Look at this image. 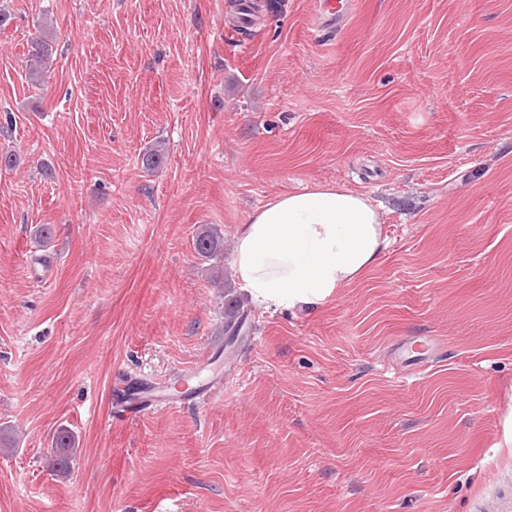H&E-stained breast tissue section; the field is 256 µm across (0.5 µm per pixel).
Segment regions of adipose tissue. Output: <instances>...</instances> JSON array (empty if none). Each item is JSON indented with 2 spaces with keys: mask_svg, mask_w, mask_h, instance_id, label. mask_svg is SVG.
Instances as JSON below:
<instances>
[{
  "mask_svg": "<svg viewBox=\"0 0 512 512\" xmlns=\"http://www.w3.org/2000/svg\"><path fill=\"white\" fill-rule=\"evenodd\" d=\"M387 242L376 207L337 185L277 196L236 235L232 268L250 300L313 309L371 268Z\"/></svg>",
  "mask_w": 512,
  "mask_h": 512,
  "instance_id": "1",
  "label": "adipose tissue"
}]
</instances>
